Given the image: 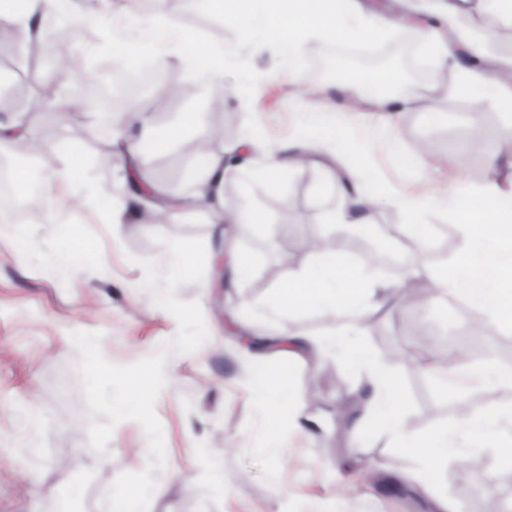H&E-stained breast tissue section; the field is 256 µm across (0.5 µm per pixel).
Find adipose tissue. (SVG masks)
Instances as JSON below:
<instances>
[{"label": "adipose tissue", "mask_w": 512, "mask_h": 512, "mask_svg": "<svg viewBox=\"0 0 512 512\" xmlns=\"http://www.w3.org/2000/svg\"><path fill=\"white\" fill-rule=\"evenodd\" d=\"M478 3L480 25L493 32L512 26V0H450L446 12L436 14L422 24L435 75L426 91H412L404 96L391 94L400 81L391 70L374 73L366 81H354L350 91L362 102L373 103L378 111L399 113L412 109L423 96H459L470 100V122L479 126L480 112L486 99L495 100L502 112L512 116V56L490 57L476 42L451 33L448 25L457 12ZM215 12L227 24L246 33L248 39L261 41L276 38L288 60L289 69L302 75V59L310 42L323 39L370 41L392 25L411 20L402 12L394 16H377L374 23L363 21L366 12L361 0H211ZM147 44L156 49L179 53L200 75L215 76L224 72V54L218 40L193 42L181 29L165 18L149 23L145 30ZM133 120L127 113L113 114L111 128L122 137L118 156L122 166L135 165L143 153L144 143L163 150L177 141L183 129L202 124V114L190 112L181 124L164 131L149 130L146 139H128L124 132ZM486 164L489 179L479 184H465L464 192L476 199L473 211L461 210L456 201L446 200L449 223L458 233V247L443 272L413 270L412 281L429 280L438 285L439 297L477 308L488 327L512 331V180L504 182L497 174L512 169V155L489 147ZM236 157L209 156L198 179L194 196L205 208L211 223L227 221L256 224L258 214L245 210L233 215L224 213V178L229 170L242 169ZM328 223L346 229L368 225L371 215L355 178H347L340 193L337 210L327 216ZM376 275L337 253H317L304 273L281 284L271 305L275 311L306 308L324 310L336 320V333L342 338L340 349L352 362L364 366L371 380L368 410L357 427L369 430L384 425L400 447L405 448L418 464L429 471L448 460L480 453L491 438H501L498 458L512 465V437L504 438L512 428V406L498 410H481L469 406L465 393H458V416L448 429L427 437L407 435L400 426L404 403L396 372L373 359L355 342L362 332L371 309L381 303Z\"/></svg>", "instance_id": "adipose-tissue-1"}]
</instances>
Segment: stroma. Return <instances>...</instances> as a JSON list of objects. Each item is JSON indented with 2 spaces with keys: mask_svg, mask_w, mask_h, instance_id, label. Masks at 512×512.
Listing matches in <instances>:
<instances>
[{
  "mask_svg": "<svg viewBox=\"0 0 512 512\" xmlns=\"http://www.w3.org/2000/svg\"><path fill=\"white\" fill-rule=\"evenodd\" d=\"M126 2L68 0L82 20L75 30L62 29L51 9L39 10L49 43L34 65L33 84H0V116L26 110L44 84L99 79L101 60L142 64L144 32L133 24L112 53L99 54L97 35L115 19H127ZM138 13H161L195 39L218 35L223 41V76L203 81L175 52H164L154 72L171 94L132 101L157 130L179 124L188 112L204 115L203 127L187 130L168 149L148 151L140 168L144 184L184 199V219L160 222L159 207L149 203L124 224L109 223L111 209L122 204L115 190L124 185V172L118 146L99 138L88 114L73 120L41 110L32 118L33 139L16 140L23 153L38 143L48 170L62 169L71 147L79 148L82 165L73 181L46 185L42 208L25 221L0 222V512H105L115 479L145 470L148 438L137 421L115 426L106 454L90 447L91 418L74 370L80 354L71 335L101 333L103 355L118 365L153 355L177 335L175 317L141 285V260H154L161 271L170 262L167 247L153 239L157 233L204 242L203 280L179 286L175 295L200 303L209 339L193 353L168 355L170 383L155 403L166 462L152 473L149 512H322L330 503L338 512H437L439 497L454 501L459 512H487L493 498L512 506V468L503 467L492 450L477 457L488 484L481 490L466 460L423 471L382 428L351 436L366 411L370 382L363 368L326 348L335 321L319 310H269L281 281L307 269L318 245L339 239L326 213L341 190L340 180L323 175L324 168H336L335 155L319 154L317 164L273 179L263 175L269 158L283 146L295 152L304 146L302 113L348 114L347 126L323 130L328 141L361 138L384 121V113L358 103L336 71L297 80L275 41L243 40L224 26L210 0H158ZM63 34L81 61L69 75L62 74L52 45ZM371 46L381 67L413 85H428L432 72L423 62L418 28L390 27ZM469 114L468 103L456 98L399 113L395 134L413 157L407 166L383 141L371 142L369 163L359 174L374 222L402 231L418 213L437 239L456 237L441 196H454L469 209L463 183L487 176L486 143ZM257 133L263 139L253 167L224 181V208L252 210L260 224L208 223L191 202L200 153L225 152ZM73 232L93 242L92 257L60 260ZM240 254L253 261L250 278L233 272ZM433 294L429 287L417 299L384 304L370 314L359 338L395 368L405 404L402 423L416 437L457 417V387L440 385L439 364L452 356L478 365L512 352V332L486 327L483 317ZM260 368L281 379L285 398L305 416L303 428L284 415L269 417L252 395L250 382Z\"/></svg>",
  "mask_w": 512,
  "mask_h": 512,
  "instance_id": "stroma-1",
  "label": "stroma"
}]
</instances>
